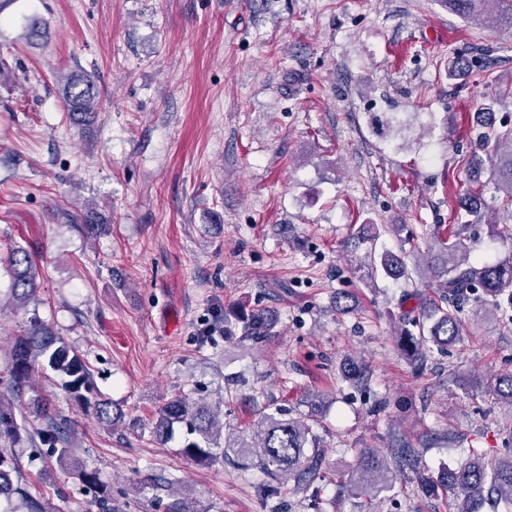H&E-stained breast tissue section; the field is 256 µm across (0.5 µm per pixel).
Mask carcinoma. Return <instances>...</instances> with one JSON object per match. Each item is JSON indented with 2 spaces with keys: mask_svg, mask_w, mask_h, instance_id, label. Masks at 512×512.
<instances>
[{
  "mask_svg": "<svg viewBox=\"0 0 512 512\" xmlns=\"http://www.w3.org/2000/svg\"><path fill=\"white\" fill-rule=\"evenodd\" d=\"M447 4L467 22L491 29L512 26V0H447ZM474 67L471 59L458 55L448 67V79L467 78ZM64 93L70 112L86 116L95 112L99 91L92 77L82 73L66 76ZM505 99L512 100V81L484 104L485 117L477 141L484 148H492L490 170L497 190L504 193L502 207L507 210L512 209V123L496 120L494 113L495 105ZM456 213L466 221L450 225L444 235L438 228L433 232L429 253L435 262L428 266L435 280L432 293L424 295L417 289H406L402 294L398 348L416 366L424 364L432 349L463 341L469 321L475 318L489 316L505 327L512 324V258L492 264L474 262L465 236L468 218L479 223L486 217L483 189L461 195ZM5 250L12 300L23 306L36 296L39 287L32 255L27 248L15 244L7 245ZM365 261L371 272L381 270L394 279L413 283L420 274L418 267H409L405 258L389 251H370ZM410 301L412 307H405ZM237 322L241 323L242 335L252 340L275 335L274 321L262 310L242 314ZM39 372L58 377L75 404L99 421L114 424L123 415L112 401L97 393L89 367L68 343L38 318L31 319L26 333L14 338L7 378H0V496L19 495L26 500L27 512H43L42 504L29 497L21 482L13 479L17 467L12 462L11 449L27 441L36 449L48 446L58 462L77 468L86 484L98 489L100 512H123L125 504L112 497V488L99 483L97 473L74 457L71 421L44 400L26 397L32 378ZM342 376L351 384H363L369 380L370 372L365 363L349 358ZM487 391L512 410V372L496 375ZM223 415L220 407L203 399L175 397L157 412L153 434L166 443L176 432H182L181 454L208 465L224 461L231 451L272 478L293 475L304 480L315 475L317 459L309 449L321 447V439L313 431L321 415L318 403H311L308 413L292 418L270 404L249 433L233 439L224 437ZM404 465H415L410 448L386 452L363 449L344 475L343 486L352 496L379 495L391 488L394 470ZM418 485L425 493L443 488L455 494L456 512H472L471 504L487 495L494 498L495 504L504 505V512H512V457L493 463L486 459L484 451L472 448L469 459L461 465H443L435 475H418Z\"/></svg>",
  "mask_w": 512,
  "mask_h": 512,
  "instance_id": "1",
  "label": "carcinoma"
}]
</instances>
